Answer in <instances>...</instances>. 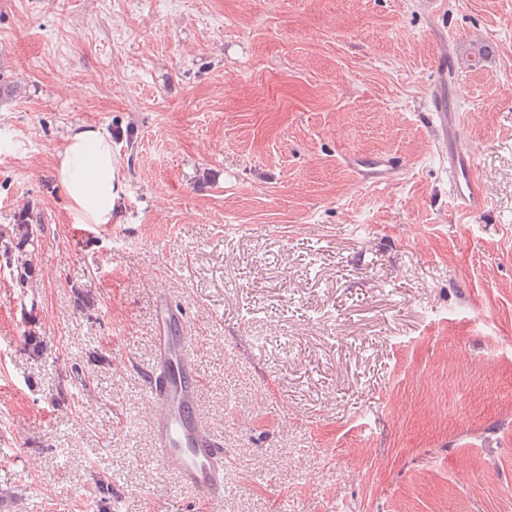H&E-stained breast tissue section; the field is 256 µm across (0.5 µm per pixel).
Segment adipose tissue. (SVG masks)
<instances>
[{
  "label": "adipose tissue",
  "instance_id": "1",
  "mask_svg": "<svg viewBox=\"0 0 512 512\" xmlns=\"http://www.w3.org/2000/svg\"><path fill=\"white\" fill-rule=\"evenodd\" d=\"M55 178L71 223L97 232L114 224L123 184L111 136L87 124L74 129L56 153Z\"/></svg>",
  "mask_w": 512,
  "mask_h": 512
}]
</instances>
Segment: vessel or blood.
Listing matches in <instances>:
<instances>
[{"mask_svg":"<svg viewBox=\"0 0 512 512\" xmlns=\"http://www.w3.org/2000/svg\"><path fill=\"white\" fill-rule=\"evenodd\" d=\"M454 76L452 57L448 50H441L431 84L430 110L436 140L448 149L451 195L460 210L476 212L483 208L484 196L473 174L472 158L459 145L462 119L448 104V82ZM350 163L365 184H386L399 173L396 162L382 155L354 157ZM153 319L155 357L145 383L155 405L154 451L162 464L179 473L185 489L207 500L211 512H219L224 499V448L199 419L202 379L182 334L184 315L160 294Z\"/></svg>","mask_w":512,"mask_h":512,"instance_id":"obj_1","label":"vessel or blood"}]
</instances>
